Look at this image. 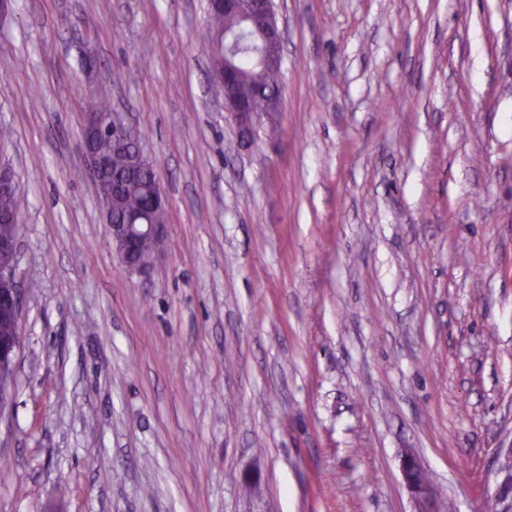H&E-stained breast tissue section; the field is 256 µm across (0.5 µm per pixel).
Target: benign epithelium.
Listing matches in <instances>:
<instances>
[{
	"instance_id": "1",
	"label": "benign epithelium",
	"mask_w": 512,
	"mask_h": 512,
	"mask_svg": "<svg viewBox=\"0 0 512 512\" xmlns=\"http://www.w3.org/2000/svg\"><path fill=\"white\" fill-rule=\"evenodd\" d=\"M210 4L243 18L257 34L253 42L252 52L257 65L269 70H278L282 65L283 41L278 25L273 0H210ZM235 35L226 32L220 36L219 50L224 52V69L215 73V80L220 85H228V80L235 70L232 47ZM224 110L235 119L242 131L251 130L254 122V112L244 103L228 94H223ZM129 124L125 117L118 112H84L82 113L83 142L98 137H110L112 143L122 145ZM86 162L94 181H100L102 174L108 168V159L89 149H84ZM19 220L5 215L0 218V321L11 326L20 325L22 314L21 291L17 281L19 236L8 228ZM112 244L115 247L122 264L131 273H147L153 260L134 261L131 256L137 253L140 241L159 239L164 235V225L150 223L138 217H130L125 224H109ZM505 463L498 469L499 480L495 490V500L501 503L512 500V448L505 451ZM404 479L414 494L418 512H440L437 494L422 474L420 459L413 453H408L402 461Z\"/></svg>"
}]
</instances>
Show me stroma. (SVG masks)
<instances>
[{"label":"stroma","mask_w":512,"mask_h":512,"mask_svg":"<svg viewBox=\"0 0 512 512\" xmlns=\"http://www.w3.org/2000/svg\"><path fill=\"white\" fill-rule=\"evenodd\" d=\"M282 110L241 136L206 0H12L0 165L26 201L0 512H484L512 448V0H274ZM167 198L121 263L81 112ZM82 113V131L86 162L96 184L108 168V159L86 147L89 140L98 137H111L112 143L123 145L129 124L119 112H111V105L102 97L89 100ZM103 112V113H101ZM402 471L418 502L419 510L416 512H441L434 487L423 477L421 461L415 454L406 453L402 461Z\"/></svg>","instance_id":"stroma-1"}]
</instances>
